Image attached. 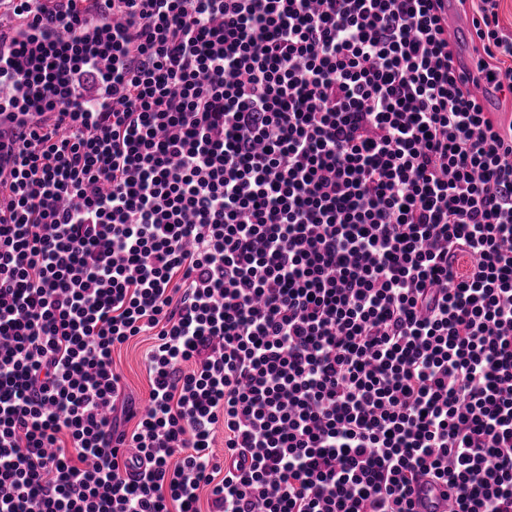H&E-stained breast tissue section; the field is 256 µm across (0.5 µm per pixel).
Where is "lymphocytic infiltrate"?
<instances>
[{"label":"lymphocytic infiltrate","instance_id":"lymphocytic-infiltrate-1","mask_svg":"<svg viewBox=\"0 0 512 512\" xmlns=\"http://www.w3.org/2000/svg\"><path fill=\"white\" fill-rule=\"evenodd\" d=\"M444 2L0 0L51 37L0 62V512H512V123ZM4 93L0 90V105L6 108L0 113V143H8V137L12 131H15L23 124L29 123L30 115L17 112L14 108H9V100H5ZM2 98V99H1ZM150 336H140L112 352V365L121 375L125 392L136 401H144L149 381L145 368V354L153 345ZM444 487L437 482H423L415 486L413 500L419 512H453L448 499L443 497Z\"/></svg>","mask_w":512,"mask_h":512}]
</instances>
